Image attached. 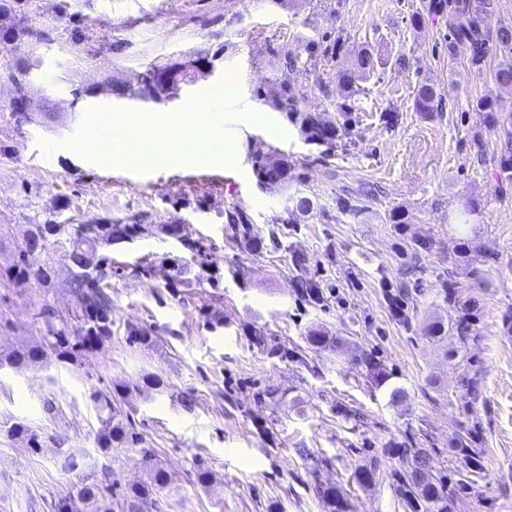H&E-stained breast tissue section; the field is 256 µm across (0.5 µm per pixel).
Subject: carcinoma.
<instances>
[{
	"instance_id": "cac0c4a2",
	"label": "carcinoma",
	"mask_w": 512,
	"mask_h": 512,
	"mask_svg": "<svg viewBox=\"0 0 512 512\" xmlns=\"http://www.w3.org/2000/svg\"><path fill=\"white\" fill-rule=\"evenodd\" d=\"M488 0H448V30L459 43L469 45L472 66L482 68L487 65L491 48L512 50V25L504 24L494 30H486L482 25V13ZM379 61L376 55L363 49L356 53L353 70L342 74V78L351 82L354 78H362L374 72ZM197 78L195 69L173 65L170 67L172 87L179 89L194 82ZM495 90L500 93L512 94V55H505L495 65L492 73ZM269 95L279 104L298 114L301 128L308 140L312 142L331 141L336 138V128L323 124L319 116L298 109L297 102L289 95V85L283 79L269 89ZM416 106L422 112H432L441 106V98L435 87L429 83L421 84L416 91ZM479 111L486 113L489 124L498 123L503 126V138L500 141V159L504 164L512 165V117L499 118L494 113V98L489 95L477 103ZM258 177L268 179L275 186L288 184L290 172L288 165L277 162L268 168L264 160L257 161ZM73 260L79 272L75 274L74 287L80 289L79 295L85 304V316L88 327L81 336H68L62 329L51 330V345L65 357L72 351L90 352L98 348L111 334L112 304L110 297L99 289V281L103 271L97 274L89 272L90 263L85 252L73 251ZM6 360L12 365H41L45 359L42 345H32L24 350L10 351L5 354ZM132 435L124 422L109 414L101 418V429L97 435V445L105 451L127 445ZM403 460L402 481L409 492L424 507V512H448V489L443 481L432 471L430 454L424 448L401 449ZM144 456L148 463V479L133 484L126 489L121 512H144L153 504V496L157 489L168 483V470L154 454L146 450ZM110 485L109 473L104 471L96 480L83 481L74 485L67 495L59 499L55 512H114L112 497L106 493ZM321 495L327 500L332 512H345L347 508L344 496L334 486L325 487Z\"/></svg>"
}]
</instances>
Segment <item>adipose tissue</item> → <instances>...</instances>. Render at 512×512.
Returning a JSON list of instances; mask_svg holds the SVG:
<instances>
[{
  "mask_svg": "<svg viewBox=\"0 0 512 512\" xmlns=\"http://www.w3.org/2000/svg\"><path fill=\"white\" fill-rule=\"evenodd\" d=\"M120 135L92 138L87 153L97 163L166 166L187 160L224 164L237 155L234 144L224 142L208 108L187 103L180 116L158 124L146 116H124Z\"/></svg>",
  "mask_w": 512,
  "mask_h": 512,
  "instance_id": "adipose-tissue-1",
  "label": "adipose tissue"
}]
</instances>
